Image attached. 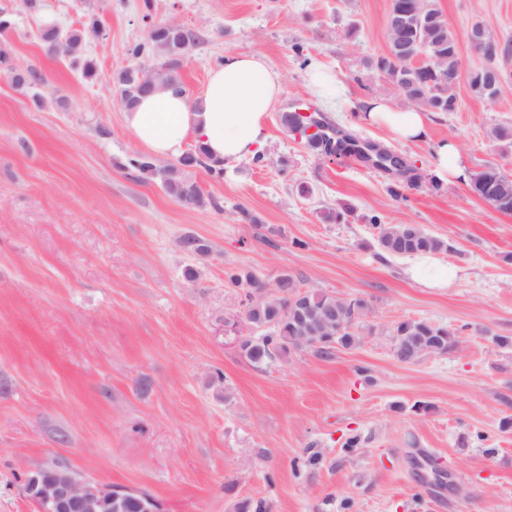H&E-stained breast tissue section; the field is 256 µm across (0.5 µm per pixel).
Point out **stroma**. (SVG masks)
Segmentation results:
<instances>
[{"label": "stroma", "mask_w": 512, "mask_h": 512, "mask_svg": "<svg viewBox=\"0 0 512 512\" xmlns=\"http://www.w3.org/2000/svg\"><path fill=\"white\" fill-rule=\"evenodd\" d=\"M0 0V34L36 96L0 70V512H42L23 482L57 464L104 488L150 496L159 512H512V214L435 173L432 146L456 144L467 169L512 170L487 130L512 125V71L495 100L458 83L457 111L430 117L404 142L359 118L365 103L406 102L368 60L386 50L389 0ZM461 40L463 69L482 64L474 22L512 40V0H438ZM102 32L82 51L97 74L46 53L41 31ZM176 22L200 41L182 79L199 97L227 52L258 53L283 76L265 119L264 160L191 176L214 206L190 208L128 166L145 148L128 131L111 81L149 26ZM302 45L296 55L294 45ZM346 90L328 103L307 84L312 65ZM381 145L418 180L392 199L393 177L356 157L329 159L284 132L298 102ZM340 213L337 221L325 220ZM418 224L447 241L449 288H424L406 259L380 256L372 216ZM208 241L206 257L179 240ZM305 241L298 249L294 240ZM198 278L186 280V267ZM366 299L373 334L323 359L305 350L266 368L241 354L227 320L240 292L225 274ZM424 320L458 331L457 350L399 362L388 330ZM422 412H415V405ZM357 447H346L350 437Z\"/></svg>", "instance_id": "obj_1"}]
</instances>
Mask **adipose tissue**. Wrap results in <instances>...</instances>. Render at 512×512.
I'll return each mask as SVG.
<instances>
[{"label":"adipose tissue","mask_w":512,"mask_h":512,"mask_svg":"<svg viewBox=\"0 0 512 512\" xmlns=\"http://www.w3.org/2000/svg\"><path fill=\"white\" fill-rule=\"evenodd\" d=\"M282 89L281 74L264 56L230 52L220 67L209 72L206 90L197 100L161 89L128 109L124 121L132 136L155 156H181L192 136L212 158L231 166L261 152L265 117L279 102ZM361 117L406 141L428 134V113L400 109L383 98L367 101ZM405 273L425 288H448L460 277L458 268L441 265L432 253L412 256Z\"/></svg>","instance_id":"adipose-tissue-1"}]
</instances>
